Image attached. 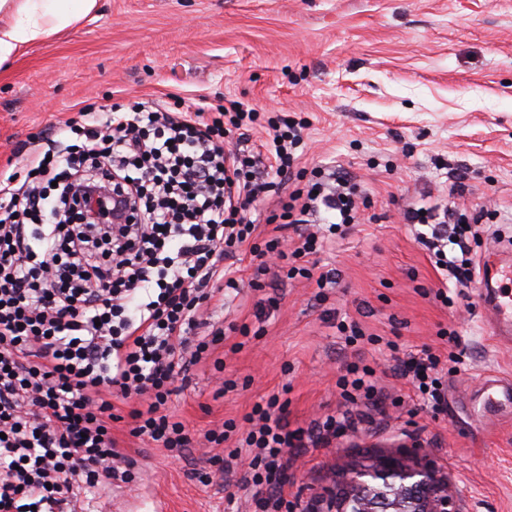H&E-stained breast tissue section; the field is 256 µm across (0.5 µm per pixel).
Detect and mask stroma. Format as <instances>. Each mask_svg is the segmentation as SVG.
Returning a JSON list of instances; mask_svg holds the SVG:
<instances>
[{
	"mask_svg": "<svg viewBox=\"0 0 512 512\" xmlns=\"http://www.w3.org/2000/svg\"><path fill=\"white\" fill-rule=\"evenodd\" d=\"M147 99L190 113L236 103L304 118L301 167L351 174L369 207L319 252L334 278L325 288L270 276L258 290L250 258L238 262V288L205 312L227 329L218 350L236 390L216 396L211 361L191 367L169 410L199 445L179 453L114 423L136 487L84 493V512H229L224 484L244 469L213 470L210 457L224 449L204 434L280 391L291 428H311L340 409L336 379L358 361L376 366L391 395L385 413L329 446L296 449L284 497L325 499L363 450L418 445L458 486L459 512H512V419H483L468 404L485 376L512 377V347L488 335L476 288L449 290L450 307L436 300L439 276L402 218L414 204L483 205L495 216L480 224L473 256L512 244V0H99L97 17L0 66V171L25 175L65 121ZM343 320L379 343L344 346L334 328ZM244 323L264 334L230 353ZM449 328L466 355L436 416L393 377L389 345L404 358L426 346L445 356Z\"/></svg>",
	"mask_w": 512,
	"mask_h": 512,
	"instance_id": "1",
	"label": "stroma"
}]
</instances>
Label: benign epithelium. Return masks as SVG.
<instances>
[{"mask_svg":"<svg viewBox=\"0 0 512 512\" xmlns=\"http://www.w3.org/2000/svg\"><path fill=\"white\" fill-rule=\"evenodd\" d=\"M393 483L394 501L386 512H458L459 491L429 460L409 465L394 456L367 454L347 481L359 512H377L379 484Z\"/></svg>","mask_w":512,"mask_h":512,"instance_id":"obj_1","label":"benign epithelium"}]
</instances>
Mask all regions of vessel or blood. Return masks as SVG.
Listing matches in <instances>:
<instances>
[{"instance_id": "b4317fda", "label": "vessel or blood", "mask_w": 512, "mask_h": 512, "mask_svg": "<svg viewBox=\"0 0 512 512\" xmlns=\"http://www.w3.org/2000/svg\"><path fill=\"white\" fill-rule=\"evenodd\" d=\"M480 300L490 315L493 335L505 339L512 336V292L507 284L512 281V259L499 252H491L480 262ZM477 414L500 417L512 413V379L487 377L471 398Z\"/></svg>"}]
</instances>
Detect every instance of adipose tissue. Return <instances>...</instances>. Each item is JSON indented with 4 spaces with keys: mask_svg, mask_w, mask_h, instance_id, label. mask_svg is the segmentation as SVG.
Returning <instances> with one entry per match:
<instances>
[{
    "mask_svg": "<svg viewBox=\"0 0 512 512\" xmlns=\"http://www.w3.org/2000/svg\"><path fill=\"white\" fill-rule=\"evenodd\" d=\"M98 0H0V63L89 17Z\"/></svg>",
    "mask_w": 512,
    "mask_h": 512,
    "instance_id": "obj_1",
    "label": "adipose tissue"
}]
</instances>
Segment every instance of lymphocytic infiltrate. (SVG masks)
<instances>
[{
  "label": "lymphocytic infiltrate",
  "mask_w": 512,
  "mask_h": 512,
  "mask_svg": "<svg viewBox=\"0 0 512 512\" xmlns=\"http://www.w3.org/2000/svg\"><path fill=\"white\" fill-rule=\"evenodd\" d=\"M257 119L221 105L191 118L147 100L71 125L80 143L49 142L25 180L0 175V512H77L80 491L132 485L134 464L112 436L121 419L116 401L132 405L133 437L170 451L191 447L168 402L178 371L208 358L225 369L216 355L224 330L198 313L214 286L238 288L241 255L250 254L260 276L276 267L290 279L329 283L307 259L325 234L357 223L361 190L334 171H295L303 127L284 114L267 118L264 152L225 148V126ZM269 158L295 187L268 216L277 232L263 240L246 213L275 188L256 175ZM91 187L126 195L137 223L62 222ZM484 217L435 205L403 213L406 223L431 226L420 242L442 282L458 288L475 279L470 238ZM285 230L298 239L290 251ZM395 375L421 406L445 411L448 374L432 348L399 360ZM336 386L347 411L313 429L290 428L288 404L274 393L243 421L206 433L208 443L224 446L225 468H246L228 503L242 496L251 512H292L274 491L293 464L289 449L309 439L330 445L385 402L368 364H348Z\"/></svg>",
  "instance_id": "1"
}]
</instances>
